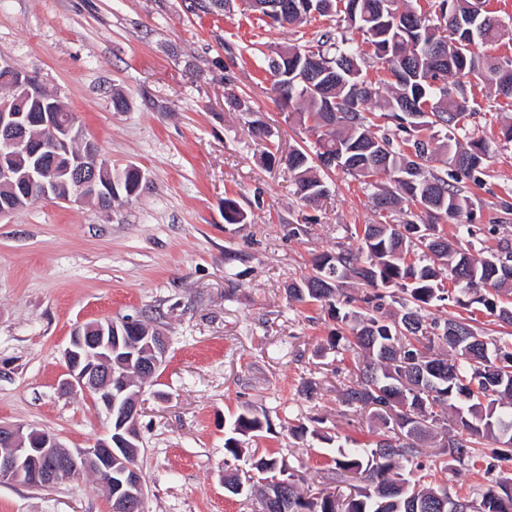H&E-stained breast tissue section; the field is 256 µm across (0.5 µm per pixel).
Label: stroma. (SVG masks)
I'll use <instances>...</instances> for the list:
<instances>
[{"mask_svg":"<svg viewBox=\"0 0 512 512\" xmlns=\"http://www.w3.org/2000/svg\"><path fill=\"white\" fill-rule=\"evenodd\" d=\"M0 0V55L37 75L83 125L113 168L144 173L131 200L37 199L0 218V423L26 424L70 448L90 447L105 425L83 394L62 395V353L79 323L149 315L169 338L165 366L141 396L140 462L146 512H259L224 478L270 455L305 480L309 496L343 485L333 459L346 440H376L380 419L342 403L352 358L330 348L328 308L289 302L286 287L323 252L354 249L356 228L377 222L363 185L341 171L330 193L304 204L285 164L265 152L312 136L271 95L264 57L333 30L335 17L275 28L228 0ZM474 109L466 135L491 141L481 185L461 180L475 205L470 251L512 248V100L449 79ZM127 106L116 111L113 95ZM266 134L256 137L255 126ZM246 219L224 220L225 198ZM270 427L224 450L243 408ZM322 420L327 438L295 436ZM486 440L478 459L435 475L450 494L480 498L487 466L512 476V460ZM0 512H108L97 480L51 489L0 482Z\"/></svg>","mask_w":512,"mask_h":512,"instance_id":"1","label":"stroma"}]
</instances>
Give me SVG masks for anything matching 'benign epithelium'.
<instances>
[{
  "label": "benign epithelium",
  "mask_w": 512,
  "mask_h": 512,
  "mask_svg": "<svg viewBox=\"0 0 512 512\" xmlns=\"http://www.w3.org/2000/svg\"><path fill=\"white\" fill-rule=\"evenodd\" d=\"M0 70L7 73L16 95L0 98V153L27 150L25 126L31 118L18 103L19 97L35 94L32 75L0 56ZM44 131L52 135L46 152L35 150L31 166L20 181L42 198L84 201L99 193V177L111 169L95 144L86 139L77 121H62L55 109L39 116ZM79 142L84 151L71 157L70 144ZM74 168V181L61 196L53 174L59 162ZM169 345L165 336H149L141 320L126 316L91 324L75 325L64 350L65 378L59 389L67 395L80 390L105 416L106 428L91 447L78 451L66 447L57 436L25 424H0V480L32 482L52 487L63 479L91 473L100 483L110 512H142L146 490L137 470L126 456L138 447L140 433L139 395L129 392L134 377L146 382L166 363Z\"/></svg>",
  "instance_id": "1"
}]
</instances>
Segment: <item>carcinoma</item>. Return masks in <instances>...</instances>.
Instances as JSON below:
<instances>
[{
	"mask_svg": "<svg viewBox=\"0 0 512 512\" xmlns=\"http://www.w3.org/2000/svg\"><path fill=\"white\" fill-rule=\"evenodd\" d=\"M382 0H346L336 11V33L314 45H289L266 60L271 75L270 91L276 99L303 105L299 122L308 125L316 139L288 151L287 167L295 194L307 204L327 197L328 156L342 158V172L373 188V207L390 214L406 204L426 210L417 217L422 234L410 235V222L365 224L357 233L360 246L337 253L323 252L314 258L313 272L287 287L288 299L299 304L333 303L342 297L358 308L340 321L350 335L329 338L330 345L357 354L356 372L340 391L342 402L378 412H395L400 434L385 433L369 448H339L336 468L360 478L355 494L324 493L306 498L293 474L279 479L288 493V512H440L435 495L455 502L456 512H512V477L490 480L480 502L453 496L448 487L426 481L428 470L414 461L419 443L434 432L441 434L446 459L439 469L475 457L485 438L512 443V342L486 339L472 325L473 319L452 316L428 322L422 311L436 302L453 299L467 310L482 306L504 325L512 326V301L503 299L512 289V250L501 248L477 259L456 246L440 225L447 217L469 215L470 196L448 181V171L429 168L432 155L443 151L445 164L474 184L491 144L470 138L462 147L456 133L465 130L462 120L465 96L448 89V79L471 78L512 100V61L500 60L467 47H458L455 23H471L475 0H438V23L392 0V10L381 11ZM486 20L479 26L475 45L495 43L504 27L501 19L481 10ZM374 46L367 53L360 43ZM325 58L334 72L308 85L302 79V63L308 55ZM376 67L384 77L373 81L366 71ZM381 109L378 125L372 106ZM434 128L447 131L441 139ZM29 164L25 154L0 156V167L17 173ZM105 188L107 205L129 198L135 186L128 170H111ZM246 216L235 200L224 199V221L242 224ZM369 289L362 296L345 294L347 280ZM458 285L451 297L444 280ZM394 289L391 301L401 307L400 316L386 315L384 295L378 289ZM267 416L248 407L239 412L224 449L236 457L241 438L261 436ZM251 470L254 477L224 479V486L249 492L264 480L261 498L270 482L286 468L275 457H260Z\"/></svg>",
	"mask_w": 512,
	"mask_h": 512,
	"instance_id": "carcinoma-1",
	"label": "carcinoma"
}]
</instances>
